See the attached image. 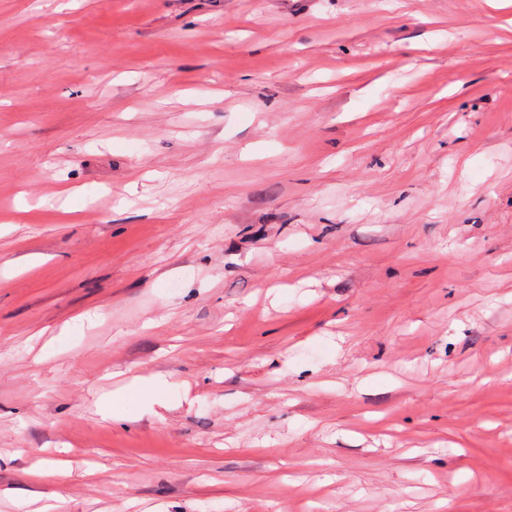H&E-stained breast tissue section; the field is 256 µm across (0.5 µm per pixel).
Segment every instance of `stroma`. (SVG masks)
Here are the masks:
<instances>
[{
	"label": "stroma",
	"instance_id": "35a3bbf8",
	"mask_svg": "<svg viewBox=\"0 0 512 512\" xmlns=\"http://www.w3.org/2000/svg\"><path fill=\"white\" fill-rule=\"evenodd\" d=\"M50 507L512 512V5L0 0V512Z\"/></svg>",
	"mask_w": 512,
	"mask_h": 512
}]
</instances>
